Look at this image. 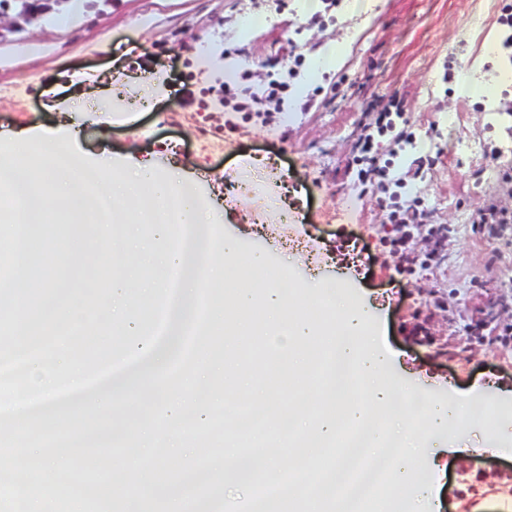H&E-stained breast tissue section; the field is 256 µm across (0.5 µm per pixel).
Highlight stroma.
<instances>
[{
	"label": "stroma",
	"instance_id": "35a3bbf8",
	"mask_svg": "<svg viewBox=\"0 0 512 512\" xmlns=\"http://www.w3.org/2000/svg\"><path fill=\"white\" fill-rule=\"evenodd\" d=\"M46 11L24 20L0 9V131L43 130L75 123L80 168L103 176L122 165L151 163L158 177L181 171L216 210L220 235L239 238L248 251L279 265L288 237L303 241L302 264L286 274L304 288L310 271L338 280L350 299L376 308L384 341L396 356L394 375L415 394L454 385L492 403L491 426L464 427L468 454L447 468L442 512H512V453L491 448V429L512 428V346L495 342L512 324V224L498 239L474 231L472 215L488 204L512 210V189L499 167L512 162V86L491 96L461 93L462 77L493 82L500 60L480 61L489 32L500 31L501 0H373L351 10L338 0L322 23L310 24L300 0L277 10L274 0H83V12L60 25L71 0H45ZM261 18L262 26L246 24ZM342 44L333 68L313 72L328 41ZM166 49L190 76L196 102L181 105L170 71L145 72L143 55ZM275 62L291 73L293 100L269 119L241 120L207 101L203 88L240 76L244 62ZM311 99L309 111L294 103ZM403 110L375 137L384 182L361 187L354 159L365 126L391 100ZM205 100V99H204ZM414 133L401 142L402 132ZM436 164L411 174L415 158ZM257 184L253 196L230 186ZM417 200L436 224L450 228L439 267L404 278L379 239L397 233L388 205ZM293 220L276 223L281 207ZM63 242L81 246L82 258L44 248L56 285L45 304L71 294L100 301L109 268L94 223L66 224ZM501 259L489 263L492 251ZM439 306H432V299ZM160 403L146 393L109 413L86 414L82 443L56 439L51 449L74 456L93 452L96 439L155 417Z\"/></svg>",
	"mask_w": 512,
	"mask_h": 512
}]
</instances>
